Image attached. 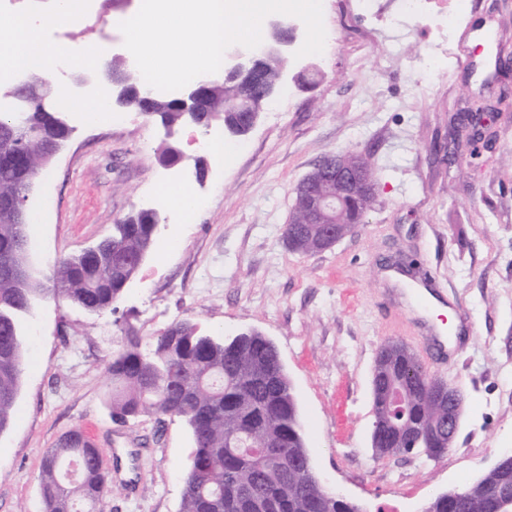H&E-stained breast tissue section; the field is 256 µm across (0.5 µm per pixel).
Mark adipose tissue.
<instances>
[{"instance_id":"adipose-tissue-1","label":"adipose tissue","mask_w":512,"mask_h":512,"mask_svg":"<svg viewBox=\"0 0 512 512\" xmlns=\"http://www.w3.org/2000/svg\"><path fill=\"white\" fill-rule=\"evenodd\" d=\"M84 3L85 0H55L53 10L45 14L0 17V77L18 70L53 76L61 67H95L94 53L77 58L65 42L39 36L40 31L59 22H78L83 16Z\"/></svg>"}]
</instances>
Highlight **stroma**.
Returning a JSON list of instances; mask_svg holds the SVG:
<instances>
[{
	"label": "stroma",
	"instance_id": "1",
	"mask_svg": "<svg viewBox=\"0 0 512 512\" xmlns=\"http://www.w3.org/2000/svg\"><path fill=\"white\" fill-rule=\"evenodd\" d=\"M466 14L440 28L413 19L402 0H322L333 34L319 55L291 59L281 93L243 137L226 136L229 163L207 161L196 176L198 126L166 135L131 112L128 122H94L65 111L75 132L40 177L29 203L34 267L77 253L130 212L160 211L155 247L114 312L89 315L47 300L25 332L26 371L14 420L0 433V512H41L44 452L73 428L102 451L109 474L104 512H179L191 442L181 418L145 416L123 425L105 405L104 364L125 330L151 344L173 322L192 319L233 335L259 329L276 345L297 398L318 480L366 512H422L433 496L478 478L512 453V72L480 75L474 30L492 25L491 50L512 48V0H467ZM119 10L89 0L79 23L52 38L101 62L123 50ZM322 72L310 90L294 77ZM494 106L492 137L476 155L440 161L434 144L454 139V113ZM172 140L184 153L167 168L156 155ZM370 154L378 184L364 224L331 249L288 250L284 229L298 182L338 152ZM185 184L198 200L189 221L166 208L161 190ZM425 266L446 305L461 304L471 326L427 372L462 392L453 448L436 459L375 458L372 370L395 322L421 352L435 322L383 270Z\"/></svg>",
	"mask_w": 512,
	"mask_h": 512
}]
</instances>
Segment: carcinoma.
Instances as JSON below:
<instances>
[{"instance_id": "carcinoma-1", "label": "carcinoma", "mask_w": 512, "mask_h": 512, "mask_svg": "<svg viewBox=\"0 0 512 512\" xmlns=\"http://www.w3.org/2000/svg\"><path fill=\"white\" fill-rule=\"evenodd\" d=\"M112 75L145 91L151 112L171 127L192 122L243 135L249 112H226L224 101L237 93L235 84L210 82L211 111L193 116L163 94L144 90L139 74L114 60ZM27 131L14 115L0 112V195L20 191L23 181L10 163L14 144L27 137L32 168L40 177L48 165L50 129L58 121L36 104H20ZM285 225L304 239L300 252H315V224ZM161 218L139 210L95 243L92 255L61 258L48 276L30 263L28 225L12 223L0 211V432L15 415L25 368L22 320L47 297L64 299L88 314L112 309L151 254ZM112 383L106 405L112 421L126 423L143 416L181 418L191 438L190 464L182 476L180 512H363L354 501L324 487L305 468L308 458L297 401L271 339L256 329L232 337L191 319L169 325L148 347L129 333L106 362ZM425 368L412 350H394L378 362L372 379L371 441L378 457L423 453L433 457L448 442V397L423 386ZM392 383L417 390L405 415L383 401L379 389ZM107 486L102 452L77 429L65 432L42 458L40 494L43 512H102ZM464 499L448 494L431 498L422 512H501L512 499V455L502 457L470 484Z\"/></svg>"}]
</instances>
